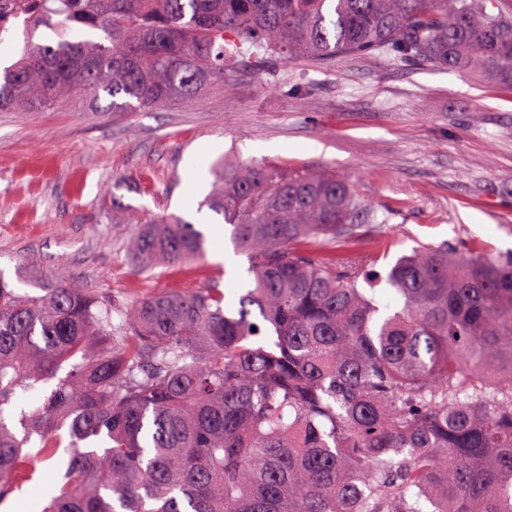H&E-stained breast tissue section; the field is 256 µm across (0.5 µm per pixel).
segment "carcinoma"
Instances as JSON below:
<instances>
[{
    "label": "carcinoma",
    "instance_id": "1",
    "mask_svg": "<svg viewBox=\"0 0 512 512\" xmlns=\"http://www.w3.org/2000/svg\"><path fill=\"white\" fill-rule=\"evenodd\" d=\"M41 27L57 40L0 72V111L102 92L114 112L193 108L245 66L375 52L512 85V14L488 0H34L25 32ZM212 175L201 206L253 277L233 310L217 288L124 307L47 278L32 295L0 270V502L66 446L41 512H512V256L416 248L381 303L362 268L313 254L375 219L345 178ZM204 244L163 213L128 250L151 270ZM53 379L20 419L33 454L3 406Z\"/></svg>",
    "mask_w": 512,
    "mask_h": 512
}]
</instances>
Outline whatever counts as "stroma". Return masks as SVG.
I'll use <instances>...</instances> for the list:
<instances>
[{"label": "stroma", "mask_w": 512, "mask_h": 512, "mask_svg": "<svg viewBox=\"0 0 512 512\" xmlns=\"http://www.w3.org/2000/svg\"><path fill=\"white\" fill-rule=\"evenodd\" d=\"M110 99L72 97L41 112H0V270L20 291L41 276L76 279L120 305L168 290L239 292L246 255L211 216L203 258L140 271L126 250L148 213L196 222L210 166L231 155L346 176L385 225L363 227L362 249L317 255L385 270L423 245L470 255L512 254V86L382 53L326 70L291 60L277 76L244 72L230 95L194 109L115 112ZM202 149L199 192L189 159ZM111 194H103L104 186ZM62 457L37 463L39 481L0 512H23L53 486Z\"/></svg>", "instance_id": "1"}]
</instances>
